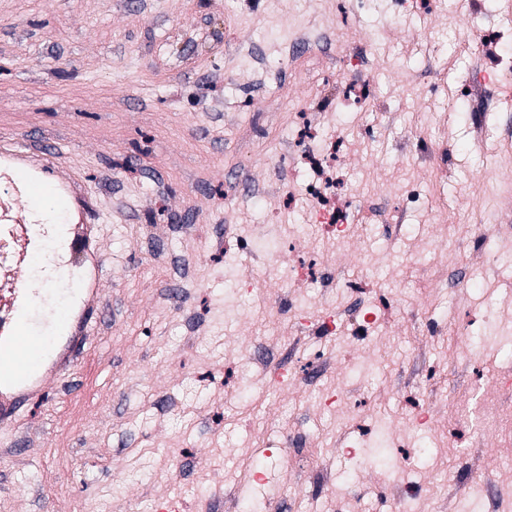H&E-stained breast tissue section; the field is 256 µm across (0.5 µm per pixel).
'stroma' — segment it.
<instances>
[{"label":"stroma","instance_id":"stroma-1","mask_svg":"<svg viewBox=\"0 0 512 512\" xmlns=\"http://www.w3.org/2000/svg\"><path fill=\"white\" fill-rule=\"evenodd\" d=\"M351 2L0 0V131L67 144L104 262L76 364L0 430V512H512V430L450 413L512 380V0ZM309 111L306 148L344 155L341 251L284 146Z\"/></svg>","mask_w":512,"mask_h":512}]
</instances>
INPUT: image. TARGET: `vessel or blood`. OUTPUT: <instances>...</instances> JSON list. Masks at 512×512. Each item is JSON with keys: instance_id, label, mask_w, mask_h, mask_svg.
Segmentation results:
<instances>
[{"instance_id": "b4317fda", "label": "vessel or blood", "mask_w": 512, "mask_h": 512, "mask_svg": "<svg viewBox=\"0 0 512 512\" xmlns=\"http://www.w3.org/2000/svg\"><path fill=\"white\" fill-rule=\"evenodd\" d=\"M95 198L87 183L53 144L0 135V224L22 233L17 264L40 260V241L30 225L36 217L70 224V259L59 272L60 290L71 296L66 307L51 309L50 336L32 334L39 289L15 281L0 289V425L14 423L23 404L43 394L49 376L76 360L88 323L97 311L103 259L97 248Z\"/></svg>"}]
</instances>
